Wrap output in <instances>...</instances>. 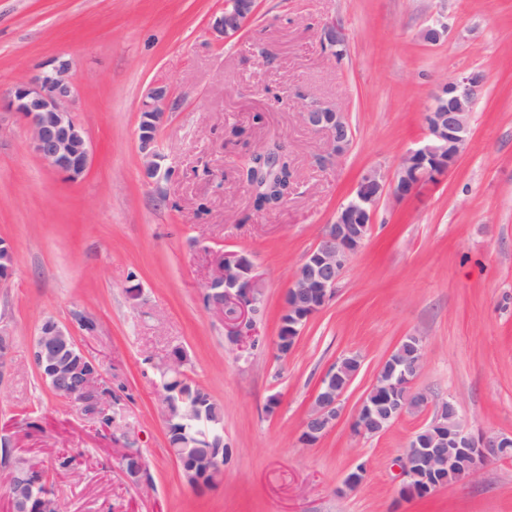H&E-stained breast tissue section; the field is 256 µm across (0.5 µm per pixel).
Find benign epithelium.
I'll list each match as a JSON object with an SVG mask.
<instances>
[{
  "label": "benign epithelium",
  "mask_w": 512,
  "mask_h": 512,
  "mask_svg": "<svg viewBox=\"0 0 512 512\" xmlns=\"http://www.w3.org/2000/svg\"><path fill=\"white\" fill-rule=\"evenodd\" d=\"M254 11L255 0H228L224 12L211 25L216 39L227 41L238 35ZM446 35L447 26L440 20L426 25L421 32V38L429 44L440 43ZM320 39L324 49L332 54L346 50L343 29L334 22L321 28ZM73 67L72 58L55 56L7 92L8 108L24 120L35 152L69 181L82 178L91 163L89 137L76 118L81 89L71 78ZM483 83L484 75L479 71L441 83L426 114L424 136L405 154L393 175L387 177L376 168L361 175L353 197L337 209L334 221L324 226L287 289L285 307L303 313L301 321L292 328L293 335L300 336L307 321L336 296V285L351 256L369 237L381 197L388 193L398 200L405 199L452 170L468 144L470 114ZM146 98L142 108L146 112L144 129L137 132L138 149L146 178L157 183L162 178V153L154 130L168 112L171 94L165 86H154ZM302 119L326 134L331 155L339 157L349 150L351 138L345 113L328 104L313 102L305 106ZM263 288L251 258L236 251H226L216 258L213 272L204 285L207 308L224 317L226 335L241 345L258 335L256 316L263 300ZM414 340L415 358L410 365L397 373L379 370L375 374L352 419L354 434H373L363 411L381 393L390 395L385 409L394 422L410 411H420L433 404L427 394L413 390V382L425 363L423 341L418 336ZM11 346V332L0 325V374L7 366ZM32 361L38 369L46 367L41 377L50 380L49 390L60 398L76 401L87 419L98 423L100 410L112 403V381L106 376L103 363L86 353L67 327L53 319L45 320L32 343ZM348 388L347 384L336 386V366L325 372L303 422L300 435L303 444H312L313 438H322L335 426ZM448 407L453 413V424L445 423L438 415L428 424L434 430L447 431V436L418 435L398 459L399 492L404 498L409 487L421 479L431 478L440 487L441 475L450 470L461 478L476 477L512 451V436L493 432L472 435L460 422L455 404L450 401ZM124 439L123 457L132 463L129 477L139 486L150 485L135 441L127 435ZM216 446V451L200 463L184 461L172 444L169 450L180 464L186 481L204 485L207 477L224 474V439H218ZM40 468L41 461L28 457L10 472L15 512H29L32 508L36 512H59L58 501L49 490L34 492L40 484Z\"/></svg>",
  "instance_id": "7a95c632"
}]
</instances>
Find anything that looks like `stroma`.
<instances>
[{
	"label": "stroma",
	"instance_id": "1",
	"mask_svg": "<svg viewBox=\"0 0 512 512\" xmlns=\"http://www.w3.org/2000/svg\"><path fill=\"white\" fill-rule=\"evenodd\" d=\"M224 0H0V92L54 56L73 58L92 163L69 182L34 152L23 120L0 121V237L15 250L0 282V325L13 346L0 375V440L45 461L62 512H512V460L486 475L403 498L395 465L434 409L384 433L351 431L380 363L406 336L425 343L415 388L456 400L471 433L512 435V0H256L249 24L219 42ZM445 41L419 33L432 19ZM344 28L343 61L321 48ZM480 70L486 83L469 144L448 176L416 196H384L335 299L288 356L275 349L284 293L324 225L365 170L392 174L425 133L439 83ZM175 101L158 129L163 167L145 181L137 148L146 91ZM320 101L345 112L348 152L325 162V133L301 119ZM280 142L295 188L255 210L241 170ZM248 254L264 283L257 345L240 352L203 301L215 256ZM94 323L80 328V317ZM98 358L123 419L100 432L43 383L30 345L45 319ZM224 409V476L186 482L168 448L160 367L173 350ZM356 354L361 368L335 427L299 436L322 375ZM130 433L151 490L122 470ZM64 452L76 464L57 469ZM368 468L344 488L348 471ZM320 39L324 49L331 54L346 50L347 42L343 29L334 22L327 23L321 28Z\"/></svg>",
	"mask_w": 512,
	"mask_h": 512
}]
</instances>
